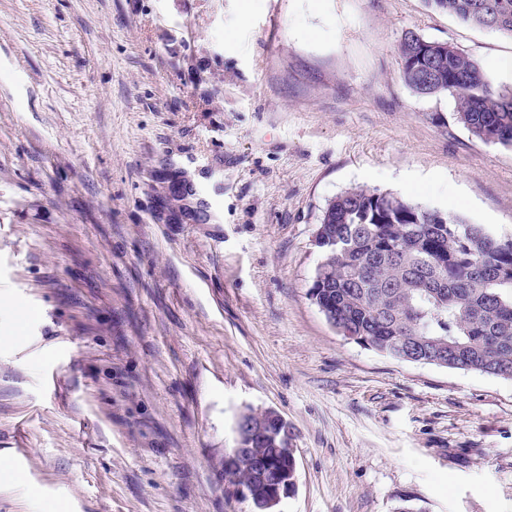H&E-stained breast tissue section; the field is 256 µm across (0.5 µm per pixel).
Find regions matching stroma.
<instances>
[{
    "instance_id": "1",
    "label": "stroma",
    "mask_w": 512,
    "mask_h": 512,
    "mask_svg": "<svg viewBox=\"0 0 512 512\" xmlns=\"http://www.w3.org/2000/svg\"><path fill=\"white\" fill-rule=\"evenodd\" d=\"M427 0H0V512H252L240 412L287 421L277 512H512V380L346 339L309 295L354 187L512 234V148L404 82Z\"/></svg>"
}]
</instances>
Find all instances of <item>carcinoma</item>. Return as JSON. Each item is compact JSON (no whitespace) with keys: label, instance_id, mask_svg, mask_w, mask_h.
Returning a JSON list of instances; mask_svg holds the SVG:
<instances>
[{"label":"carcinoma","instance_id":"cac0c4a2","mask_svg":"<svg viewBox=\"0 0 512 512\" xmlns=\"http://www.w3.org/2000/svg\"><path fill=\"white\" fill-rule=\"evenodd\" d=\"M460 21L512 36V0H427ZM397 54L420 95L448 94L483 142L512 148V89L467 55L406 34ZM340 244L322 253L311 299L345 338L389 357L512 380V235L365 187L333 198L319 219ZM252 473L224 459V483Z\"/></svg>","mask_w":512,"mask_h":512}]
</instances>
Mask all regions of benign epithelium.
<instances>
[{
    "label": "benign epithelium",
    "mask_w": 512,
    "mask_h": 512,
    "mask_svg": "<svg viewBox=\"0 0 512 512\" xmlns=\"http://www.w3.org/2000/svg\"><path fill=\"white\" fill-rule=\"evenodd\" d=\"M251 415L250 410L238 415L235 425L236 434L239 436L246 434L251 439L261 440L280 437L282 444L276 446V450L284 451L291 461V466L288 474L285 475L270 469L264 457L254 454L252 449L236 447L233 449V458L240 466L253 473L254 485L249 488L239 487L233 490V493L249 499L261 492L268 500V504L275 505L295 488L297 480L296 460L292 449L288 448V423L272 409L263 411L262 416L257 420L252 419Z\"/></svg>",
    "instance_id": "1"
}]
</instances>
